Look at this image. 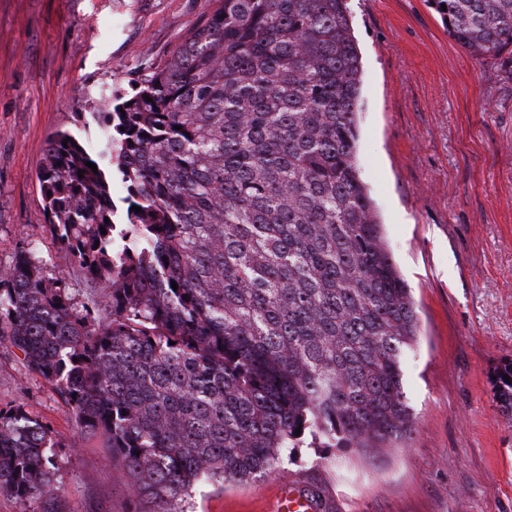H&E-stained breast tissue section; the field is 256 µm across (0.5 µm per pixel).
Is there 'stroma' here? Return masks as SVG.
<instances>
[{
    "label": "stroma",
    "instance_id": "obj_1",
    "mask_svg": "<svg viewBox=\"0 0 512 512\" xmlns=\"http://www.w3.org/2000/svg\"><path fill=\"white\" fill-rule=\"evenodd\" d=\"M362 56L356 161L421 336L404 361V447L296 449L260 479L201 487L189 512H280L285 485L317 512H512V420L491 374L512 359V56L476 58L429 0H348ZM205 0H0V264L24 244L67 260L44 224L48 138L87 141L90 92L129 91ZM52 432L64 512H128L107 449L80 437L58 390L0 345V407Z\"/></svg>",
    "mask_w": 512,
    "mask_h": 512
}]
</instances>
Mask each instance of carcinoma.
<instances>
[{"label": "carcinoma", "mask_w": 512, "mask_h": 512, "mask_svg": "<svg viewBox=\"0 0 512 512\" xmlns=\"http://www.w3.org/2000/svg\"><path fill=\"white\" fill-rule=\"evenodd\" d=\"M432 2L476 56L512 49V0ZM361 76L347 0H210L131 91L98 93L95 146L49 139L45 229L70 264L50 276L27 246L0 266V345L109 449L132 512H184L304 443L410 436L419 321L356 163ZM494 376L511 419L512 361ZM54 448L0 408V493L22 512H63Z\"/></svg>", "instance_id": "carcinoma-1"}]
</instances>
